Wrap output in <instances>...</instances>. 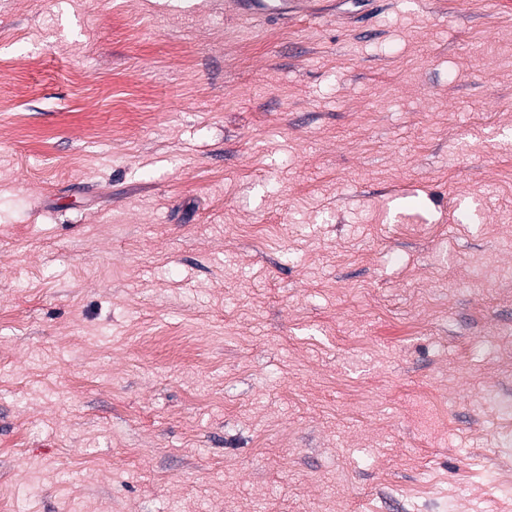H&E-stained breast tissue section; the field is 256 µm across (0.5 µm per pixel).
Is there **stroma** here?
Instances as JSON below:
<instances>
[{
  "label": "stroma",
  "mask_w": 512,
  "mask_h": 512,
  "mask_svg": "<svg viewBox=\"0 0 512 512\" xmlns=\"http://www.w3.org/2000/svg\"><path fill=\"white\" fill-rule=\"evenodd\" d=\"M512 0H0V512L512 496Z\"/></svg>",
  "instance_id": "obj_1"
}]
</instances>
